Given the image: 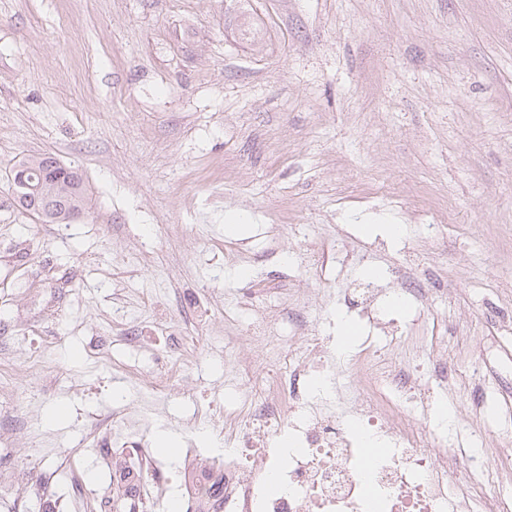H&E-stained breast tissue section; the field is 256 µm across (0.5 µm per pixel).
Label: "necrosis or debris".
<instances>
[{"label": "necrosis or debris", "mask_w": 512, "mask_h": 512, "mask_svg": "<svg viewBox=\"0 0 512 512\" xmlns=\"http://www.w3.org/2000/svg\"><path fill=\"white\" fill-rule=\"evenodd\" d=\"M344 305L348 317L383 334L384 346L368 344L338 361L322 337L308 335L302 296L288 306L287 322L252 319L247 340L263 347L273 370L244 384L234 406H208L224 419L234 450L208 468L196 464L200 449L187 450L180 480L191 512H512L484 480L485 426L474 423L452 440L418 427L449 377L440 369L426 380L409 361L391 359L397 329L385 292L365 288ZM285 325L291 336H282ZM341 371L363 393L348 409L336 388ZM86 430L109 447L123 442L122 470L140 473L142 498L155 500L160 463L134 439L124 413L91 417ZM370 438L384 448L365 454ZM217 479L224 494L214 499L208 489Z\"/></svg>", "instance_id": "necrosis-or-debris-1"}]
</instances>
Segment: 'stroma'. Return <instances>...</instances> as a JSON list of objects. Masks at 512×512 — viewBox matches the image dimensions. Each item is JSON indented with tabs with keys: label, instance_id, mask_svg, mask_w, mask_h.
<instances>
[{
	"label": "stroma",
	"instance_id": "35a3bbf8",
	"mask_svg": "<svg viewBox=\"0 0 512 512\" xmlns=\"http://www.w3.org/2000/svg\"><path fill=\"white\" fill-rule=\"evenodd\" d=\"M45 152L81 171L83 219L44 224L17 206L14 167ZM228 212L241 235H225ZM338 239L353 259L335 289L369 267L389 292L395 268L428 272L429 315L395 309L406 350L429 366L439 337L461 373L475 331L478 390L503 405L512 0H0V351L14 382L0 426L15 448L0 468L23 480L42 460L64 512H79L108 476L78 441L89 415L115 411L147 442L170 432L223 456V422L196 437L183 419L234 397L224 339L245 335L243 303L312 295L313 335L340 336L307 261ZM181 335L205 342L157 420L138 421L124 372L160 369ZM99 344L108 360L91 358ZM45 348L57 373L37 389L30 358Z\"/></svg>",
	"mask_w": 512,
	"mask_h": 512
}]
</instances>
